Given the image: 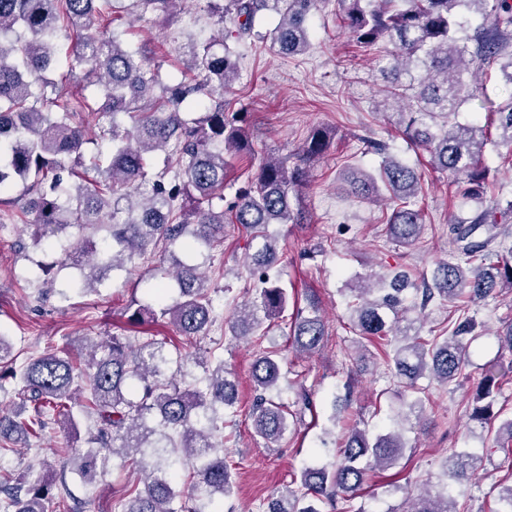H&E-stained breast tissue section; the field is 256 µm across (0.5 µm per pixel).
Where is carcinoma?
I'll return each mask as SVG.
<instances>
[{"label": "carcinoma", "mask_w": 512, "mask_h": 512, "mask_svg": "<svg viewBox=\"0 0 512 512\" xmlns=\"http://www.w3.org/2000/svg\"><path fill=\"white\" fill-rule=\"evenodd\" d=\"M183 0H131V9L170 18ZM344 28L353 40L372 46L383 39L394 45L386 79L385 101L412 100L410 111L399 108V123L414 144L431 157L434 169L448 174L474 207L452 227L450 257L437 263L431 278L418 281L406 272L365 275L357 281L350 310L353 329L361 338L384 342L380 348L390 373L405 388L430 377L446 386L463 374L468 343L478 336L471 307L497 288H512V202L485 204L487 171L480 160L485 147L512 149V96L495 111L491 128L476 121L461 123V107L479 86L466 76L499 66L512 83V0H339ZM210 11L224 19L234 15L235 38L253 34L267 12L279 16L271 40L287 55L303 54L310 44L307 16L314 0H208ZM116 0H0V199L32 216L25 225L34 241L69 228L78 234L61 251L79 278L68 289L93 290L109 273L126 270L147 251L166 254L179 245L188 252L224 242V227L238 224L253 233L254 252L242 266L256 283L254 296L237 305L224 325L234 338L264 336L266 322L283 316L288 292L279 285L283 255L278 238L265 232L270 224H298L302 212L291 206L296 187L309 178L308 162L323 154L328 136L317 131L301 147L300 164L288 168L267 159L227 208L224 179L229 159L250 153V137L240 125L232 102L224 99L238 78L234 53L222 35L177 47L183 81L159 86L150 61L126 48L114 29ZM474 33L459 36L470 18ZM69 44L65 70L57 72L60 34ZM101 88L103 101L72 94L67 82L76 72ZM160 94H154L155 88ZM97 119L96 144L109 151L107 163L94 157L93 176L78 172L76 158L88 143L76 117ZM135 118L132 128L123 118ZM366 149L381 157L378 175L347 171L346 192L368 199L384 185L392 202L386 218L391 241L407 247L420 237L424 211L417 206L422 191L416 171L387 152L381 141L363 138ZM23 187L17 197H6ZM107 231L101 242L86 229ZM178 295L154 311L137 305L128 322L166 319L186 340L206 335L215 323L211 289L201 264L181 259L161 266ZM413 286L416 300L405 304ZM448 304L446 324L423 336L425 310ZM325 336L317 301L290 326V342L299 353H314ZM166 343L131 341L112 335L91 342L83 351L50 349L16 367L17 357L0 334V380L15 381L18 403L0 405V455L28 448L50 425L64 420L93 421L88 447L68 446L47 467L61 471L74 465L86 480L96 464L119 456L135 460L138 477L124 483L113 512H204L202 496L224 498L233 486L224 458V417L237 403L235 374L224 361L205 369L203 386L183 388L174 376L163 375L168 364ZM255 398L250 410L254 435L274 442L290 427L288 404L279 395L281 357L274 347L259 350L252 364ZM500 376L490 371L478 383L470 419L492 424ZM494 441L512 455V418L494 430ZM406 442L395 432L374 438L350 429L332 467H305L295 477L298 489L277 490L262 512H321L322 505L351 500L367 471L385 469L404 456ZM482 458L460 452L445 460L446 471L470 479ZM187 473V491L178 492L171 471ZM73 497L60 484L25 473L0 480V512H76ZM53 504L48 510L46 503ZM406 512H459L446 492L426 487L408 500Z\"/></svg>", "instance_id": "1"}]
</instances>
